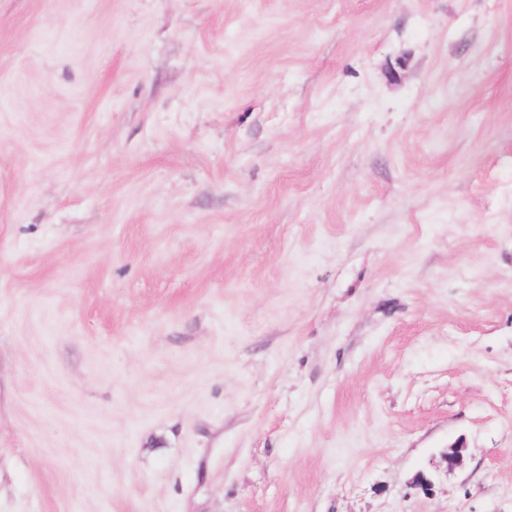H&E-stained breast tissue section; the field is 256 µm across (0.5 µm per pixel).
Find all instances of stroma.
<instances>
[{
  "label": "stroma",
  "mask_w": 512,
  "mask_h": 512,
  "mask_svg": "<svg viewBox=\"0 0 512 512\" xmlns=\"http://www.w3.org/2000/svg\"><path fill=\"white\" fill-rule=\"evenodd\" d=\"M0 512H512V0H0Z\"/></svg>",
  "instance_id": "1"
}]
</instances>
